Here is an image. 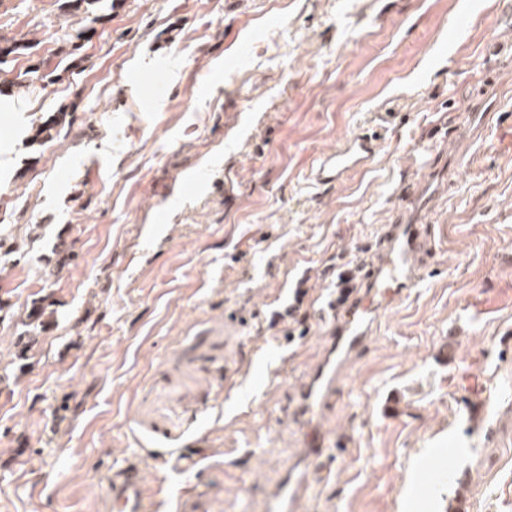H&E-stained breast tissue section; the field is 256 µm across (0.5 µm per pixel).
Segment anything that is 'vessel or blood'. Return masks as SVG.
<instances>
[{"label":"vessel or blood","instance_id":"vessel-or-blood-1","mask_svg":"<svg viewBox=\"0 0 512 512\" xmlns=\"http://www.w3.org/2000/svg\"><path fill=\"white\" fill-rule=\"evenodd\" d=\"M504 106V98L495 93L473 103L465 124L455 129V136L487 129L493 113ZM381 142L380 132L373 128L342 139L335 148L317 158L310 172L311 179L327 189L336 187L371 163ZM438 191V184L431 180L412 184L406 192L408 208L395 223L386 225L378 248L364 264L344 269L343 284L319 305L317 312L329 323L330 337L298 388L301 413L317 414L335 401L342 377L373 334L379 311L417 286L420 279L417 259L427 239L423 217L430 211ZM312 490L303 472L289 468L271 492L267 510L296 512L297 502ZM109 502L111 512H149L140 465L128 464L113 470Z\"/></svg>","mask_w":512,"mask_h":512}]
</instances>
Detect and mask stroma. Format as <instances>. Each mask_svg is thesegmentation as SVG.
<instances>
[{"mask_svg":"<svg viewBox=\"0 0 512 512\" xmlns=\"http://www.w3.org/2000/svg\"><path fill=\"white\" fill-rule=\"evenodd\" d=\"M510 42L495 0H0V512H108L133 460L151 512H264L294 464L299 512H512V111L432 138L486 70L512 97ZM60 111L66 136L33 141ZM368 125L375 161L316 187L314 160ZM430 172L421 285L335 403L293 419L327 328L290 339L271 311L366 261ZM443 448L450 481L422 486Z\"/></svg>","mask_w":512,"mask_h":512,"instance_id":"stroma-1","label":"stroma"}]
</instances>
